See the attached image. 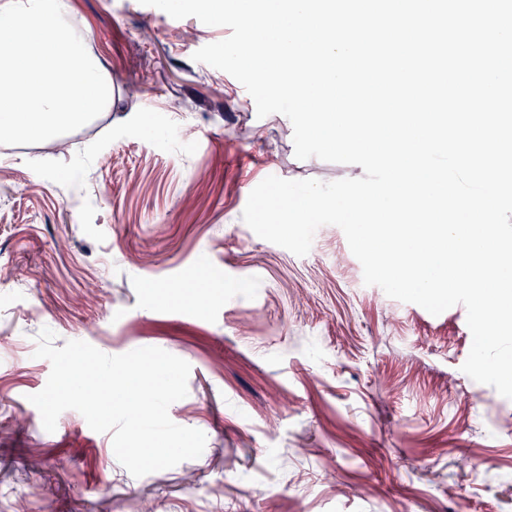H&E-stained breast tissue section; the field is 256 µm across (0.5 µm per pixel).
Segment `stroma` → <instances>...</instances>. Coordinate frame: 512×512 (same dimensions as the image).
Wrapping results in <instances>:
<instances>
[{
    "label": "stroma",
    "mask_w": 512,
    "mask_h": 512,
    "mask_svg": "<svg viewBox=\"0 0 512 512\" xmlns=\"http://www.w3.org/2000/svg\"><path fill=\"white\" fill-rule=\"evenodd\" d=\"M70 3L118 95L74 132L0 145V512H39L46 486L51 512H512V400L463 372L465 307L366 285L337 226L299 257L242 220L267 176L362 167L297 159L286 116L193 60L229 28ZM45 327L59 348L187 361L169 416L202 455L136 478L79 412L46 432Z\"/></svg>",
    "instance_id": "stroma-1"
}]
</instances>
